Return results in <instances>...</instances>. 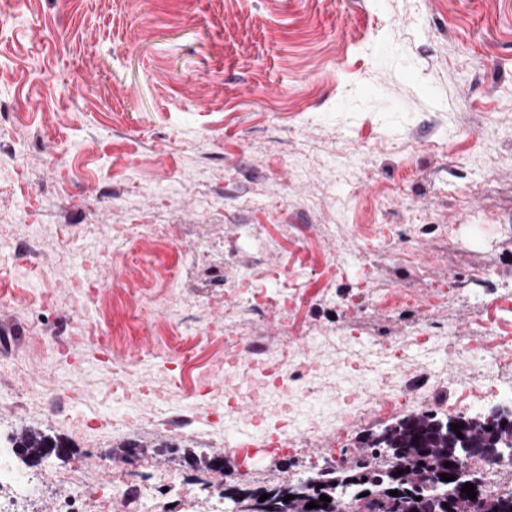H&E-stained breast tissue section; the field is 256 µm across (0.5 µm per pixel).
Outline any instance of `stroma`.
Here are the masks:
<instances>
[{
  "label": "stroma",
  "mask_w": 512,
  "mask_h": 512,
  "mask_svg": "<svg viewBox=\"0 0 512 512\" xmlns=\"http://www.w3.org/2000/svg\"><path fill=\"white\" fill-rule=\"evenodd\" d=\"M10 2L0 444L36 430L72 446L64 460L14 456L52 488L25 512H53L74 469L113 481L114 462L167 512H200L214 488H273L411 411L512 405L479 401L481 364L413 343L408 371L439 374L414 408L288 452L239 456L223 422H148L128 402L146 380L198 411L223 398V347L209 336L239 306L208 286L211 267L256 293L288 289V308L250 313L260 343L347 332L373 366L377 336L435 320L463 340L512 320L497 309L512 296V0ZM438 283L454 284L451 300H436ZM462 394L476 406L457 407ZM91 416L106 426L88 428ZM167 473L182 492L165 489Z\"/></svg>",
  "instance_id": "stroma-1"
}]
</instances>
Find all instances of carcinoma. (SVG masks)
I'll use <instances>...</instances> for the list:
<instances>
[{
	"label": "carcinoma",
	"mask_w": 512,
	"mask_h": 512,
	"mask_svg": "<svg viewBox=\"0 0 512 512\" xmlns=\"http://www.w3.org/2000/svg\"><path fill=\"white\" fill-rule=\"evenodd\" d=\"M479 421L477 416L442 420L432 412L411 414L394 426L368 434L360 456L350 464L328 465L294 483L275 487L263 502L254 495V507L238 512H345L350 504L354 512H448L444 503L450 499L458 512H463L467 498L461 488L467 483L479 485L481 499L476 512H512V492L488 493L476 471L469 468L471 459L485 460L487 455L448 437L453 422L465 424L472 437H484ZM18 447L32 460L49 453L59 458L70 454L64 444L34 432L23 433ZM446 462L450 466H444ZM444 474L454 480H442ZM396 489L401 490L400 495H390ZM361 492L365 496H359ZM322 494L331 502L321 501ZM287 495L292 499L285 502ZM311 501L316 507L306 508Z\"/></svg>",
	"instance_id": "carcinoma-1"
}]
</instances>
